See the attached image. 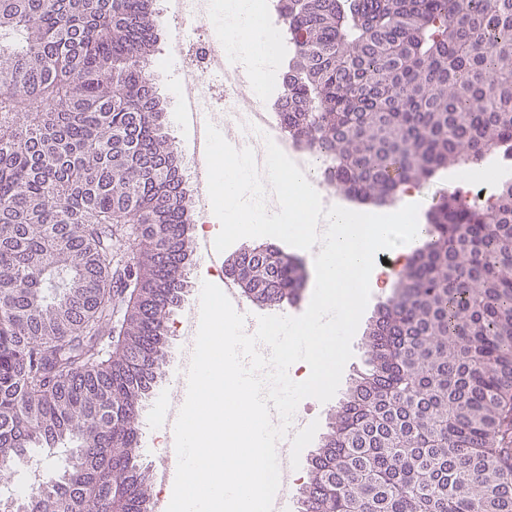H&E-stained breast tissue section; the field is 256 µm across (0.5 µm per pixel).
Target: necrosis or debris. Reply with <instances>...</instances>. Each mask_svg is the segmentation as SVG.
Wrapping results in <instances>:
<instances>
[{
  "instance_id": "4bbe7bcc",
  "label": "necrosis or debris",
  "mask_w": 512,
  "mask_h": 512,
  "mask_svg": "<svg viewBox=\"0 0 512 512\" xmlns=\"http://www.w3.org/2000/svg\"><path fill=\"white\" fill-rule=\"evenodd\" d=\"M160 12L177 25L176 34L163 46L162 65L176 69L173 94L177 102L193 100L198 111L222 121H233L241 98H250L256 111L269 113L280 123L276 104L259 95L257 78L238 54L224 43L223 0H159ZM222 95L223 107L214 104ZM192 199L200 221H207L215 201L212 165L201 163L195 154L187 156Z\"/></svg>"
}]
</instances>
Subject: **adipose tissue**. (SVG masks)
Listing matches in <instances>:
<instances>
[{"label":"adipose tissue","instance_id":"ef3b65f1","mask_svg":"<svg viewBox=\"0 0 512 512\" xmlns=\"http://www.w3.org/2000/svg\"><path fill=\"white\" fill-rule=\"evenodd\" d=\"M266 18L257 0H224V40L259 75L276 63L264 38ZM269 176L281 182L277 210L255 204L248 190L244 161L218 151L213 179L229 234L267 233L301 238L313 253L320 289L307 316L293 324L269 326L265 334L288 368L291 392L320 395V379L331 368L339 343L363 298L384 273L378 258L393 246L395 225L418 237L421 227L413 210L356 214L344 205L324 210L312 172L287 166L276 146H268Z\"/></svg>","mask_w":512,"mask_h":512}]
</instances>
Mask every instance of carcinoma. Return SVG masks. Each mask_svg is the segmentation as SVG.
<instances>
[{"label": "carcinoma", "instance_id": "carcinoma-1", "mask_svg": "<svg viewBox=\"0 0 512 512\" xmlns=\"http://www.w3.org/2000/svg\"><path fill=\"white\" fill-rule=\"evenodd\" d=\"M154 15L148 0H0V473L71 445L12 512H151L140 409L193 215L149 89ZM280 16L283 123L337 191L391 203L512 150V0H281ZM116 224L136 230L120 290ZM254 268L262 303L297 292L298 261ZM380 312L301 512H512V184L441 201Z\"/></svg>", "mask_w": 512, "mask_h": 512}]
</instances>
